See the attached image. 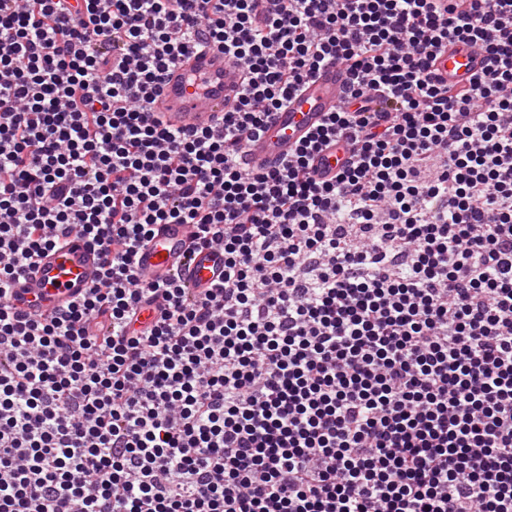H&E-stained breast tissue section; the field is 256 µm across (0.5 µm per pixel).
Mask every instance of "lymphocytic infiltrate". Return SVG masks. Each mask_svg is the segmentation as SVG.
<instances>
[{"mask_svg":"<svg viewBox=\"0 0 512 512\" xmlns=\"http://www.w3.org/2000/svg\"><path fill=\"white\" fill-rule=\"evenodd\" d=\"M456 41L487 55L462 91L432 73ZM202 43L241 95L168 128ZM331 61L345 106L250 169ZM160 224L223 282L143 283ZM75 234L98 284L2 305ZM0 512H512V0H0ZM242 84L241 69L207 45L166 71L152 109L174 128H213L235 104ZM348 157L342 148L336 145V142L329 147L323 148L313 159V166L317 168L319 178L322 180H329L336 176Z\"/></svg>","mask_w":512,"mask_h":512,"instance_id":"lymphocytic-infiltrate-1","label":"lymphocytic infiltrate"}]
</instances>
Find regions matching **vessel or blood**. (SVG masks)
I'll return each instance as SVG.
<instances>
[{"mask_svg": "<svg viewBox=\"0 0 512 512\" xmlns=\"http://www.w3.org/2000/svg\"><path fill=\"white\" fill-rule=\"evenodd\" d=\"M486 66L484 53L470 43H451L440 48L432 65L437 81L444 86L470 84ZM346 69L331 63L299 91L285 108L266 121L256 145L246 157L249 166L267 167L288 156L323 124L328 113L341 104ZM240 68L217 47L192 50L162 80L153 111L164 124L174 128H212L235 104L242 89ZM347 159L338 145L323 148L313 159L320 179L339 172ZM144 280L180 276L194 292L213 287L224 276V256L213 249H197L187 224H161L153 240L137 256ZM101 278V258L81 238L47 252L16 281L8 304L22 315H46L79 296Z\"/></svg>", "mask_w": 512, "mask_h": 512, "instance_id": "vessel-or-blood-1", "label": "vessel or blood"}]
</instances>
